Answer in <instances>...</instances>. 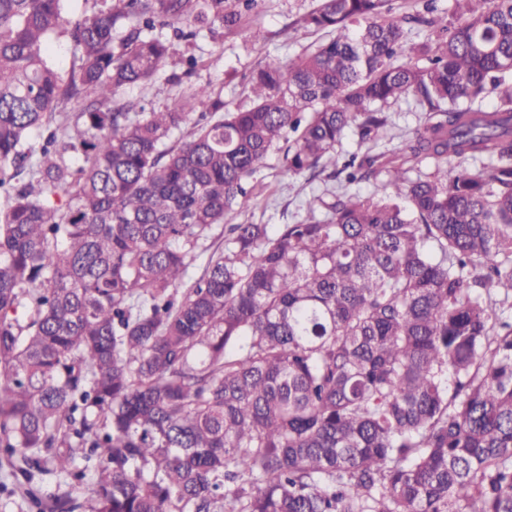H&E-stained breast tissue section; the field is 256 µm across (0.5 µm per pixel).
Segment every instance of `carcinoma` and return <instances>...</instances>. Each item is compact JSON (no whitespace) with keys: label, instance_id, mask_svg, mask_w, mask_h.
Returning a JSON list of instances; mask_svg holds the SVG:
<instances>
[{"label":"carcinoma","instance_id":"1","mask_svg":"<svg viewBox=\"0 0 512 512\" xmlns=\"http://www.w3.org/2000/svg\"><path fill=\"white\" fill-rule=\"evenodd\" d=\"M69 2L0 0V508L512 512V0H319L332 37L248 106L206 83L161 112L119 100L159 31L239 33L255 0ZM401 101V153L338 163ZM275 151L341 189L224 223ZM390 112L395 126L393 133L408 131L424 119L423 112L411 111V107L404 102L392 106Z\"/></svg>","mask_w":512,"mask_h":512}]
</instances>
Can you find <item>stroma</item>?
<instances>
[{"mask_svg": "<svg viewBox=\"0 0 512 512\" xmlns=\"http://www.w3.org/2000/svg\"><path fill=\"white\" fill-rule=\"evenodd\" d=\"M317 3L318 0H257L255 8L245 16V35L226 34L216 40L204 37L192 46L175 45L166 67L168 74L181 72V58L193 54L201 62L192 78L176 85L161 77L151 86L128 88L125 96L140 101L146 108L160 109L173 96L186 92L191 84L209 81L221 90L225 105L236 108L246 101L245 87L254 69L301 55L310 45L321 41V34L299 25L303 15ZM282 166L281 154L274 153L267 158L254 180L255 206L248 212L228 216V223H290L306 197L338 187L337 181L323 176L310 182L302 176L285 175Z\"/></svg>", "mask_w": 512, "mask_h": 512, "instance_id": "35a3bbf8", "label": "stroma"}]
</instances>
